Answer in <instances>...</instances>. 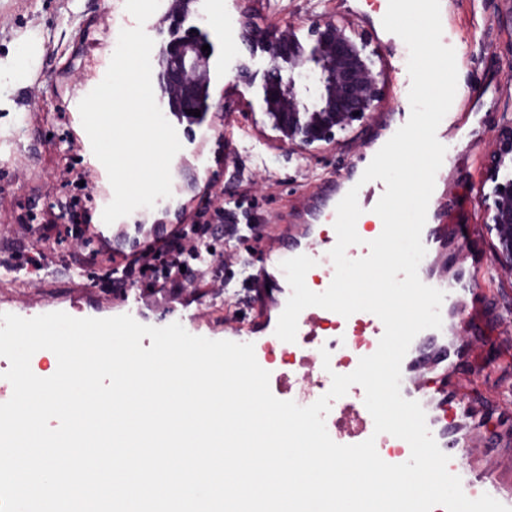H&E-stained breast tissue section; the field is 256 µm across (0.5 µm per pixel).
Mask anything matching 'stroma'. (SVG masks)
Wrapping results in <instances>:
<instances>
[{"label": "stroma", "mask_w": 512, "mask_h": 512, "mask_svg": "<svg viewBox=\"0 0 512 512\" xmlns=\"http://www.w3.org/2000/svg\"><path fill=\"white\" fill-rule=\"evenodd\" d=\"M388 0H257L259 25L291 21L307 27L312 14L350 21L370 41L386 75L384 103L366 122H357L304 155L278 147V133L261 110H249L254 90L238 94L235 61L239 12L235 0H197L198 26L214 47L211 110L191 122L178 154L172 195L143 209V236H164L192 223L197 212L228 206L234 199H255L253 217L261 235L230 252L257 263L282 224H315L336 210L362 168L410 116L408 48L387 32L382 18ZM501 0H440L442 41L455 51L458 72L453 103L436 136L446 148L435 177L427 221L453 227L457 243L478 250L491 262L498 244L488 226L485 202L493 184L487 159L497 121L512 113V36L500 21ZM125 0H0V310L15 306L24 317L62 311L75 318L125 314L135 297L139 323L164 327L181 323L193 335L220 340L224 321L247 313L248 288L234 278L224 293L197 292L186 302L167 295H145L132 284L101 276L95 246L75 248L71 241L39 240L22 221L49 201L75 194V173H85L93 188L83 226L94 236V221L112 192L81 149L83 130L74 118L82 98L100 81L112 56V39L134 27ZM231 115H223L222 106ZM40 255L27 280L9 281L7 263L22 254ZM485 285L491 293L487 318L473 323L486 343L475 349L463 377L470 393L512 412V354L493 342L501 314L512 309V279L496 275Z\"/></svg>", "instance_id": "stroma-1"}]
</instances>
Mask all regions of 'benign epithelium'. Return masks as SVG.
I'll return each mask as SVG.
<instances>
[{"label":"benign epithelium","mask_w":512,"mask_h":512,"mask_svg":"<svg viewBox=\"0 0 512 512\" xmlns=\"http://www.w3.org/2000/svg\"><path fill=\"white\" fill-rule=\"evenodd\" d=\"M237 2L238 40L250 55H265L262 112L288 152L332 144L337 133L380 111L385 72L378 52L352 24L316 14L302 38L292 22L259 26L253 16L254 0ZM207 43L196 28L172 35L161 46L159 86L169 111H208L211 53L202 50ZM489 169L498 260L501 270L512 274V115L502 116Z\"/></svg>","instance_id":"obj_1"}]
</instances>
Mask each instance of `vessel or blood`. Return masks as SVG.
Wrapping results in <instances>:
<instances>
[{
	"label": "vessel or blood",
	"mask_w": 512,
	"mask_h": 512,
	"mask_svg": "<svg viewBox=\"0 0 512 512\" xmlns=\"http://www.w3.org/2000/svg\"><path fill=\"white\" fill-rule=\"evenodd\" d=\"M421 239L426 255L418 274L423 283L445 294L441 305L442 327L423 330L412 341L401 366V393L421 404L432 436L450 458L448 470L460 477L465 495L475 499L486 493L512 507V461L504 463L496 456L501 445L500 434L483 430L487 404L470 399L460 387V365L479 342L478 337L458 326L464 310L473 306L482 293L478 264L461 252L457 255V271L449 272L447 225H425ZM335 244V239L322 235L317 225L304 224L281 232L277 255L283 259L309 256L322 269L325 279L330 280L335 269L329 252ZM249 282L253 316L247 321L226 320L225 332L230 341L252 342L256 359L263 366L267 363L266 346L278 341L270 311L280 304L279 291L274 274L265 267L250 276ZM329 317V310L320 307H309L301 312L294 346L303 352L302 366H315V357L307 355L306 350L310 344L318 342L320 326ZM352 321L367 342L359 354L336 363L335 371L339 374L353 372L360 357L373 354L384 333L381 320L372 313H354ZM364 397L363 387L355 384L349 388L344 401L337 403L335 442L352 445L371 438L385 462H406L410 452L404 440L387 433L375 434Z\"/></svg>",
	"instance_id": "b4317fda"
}]
</instances>
